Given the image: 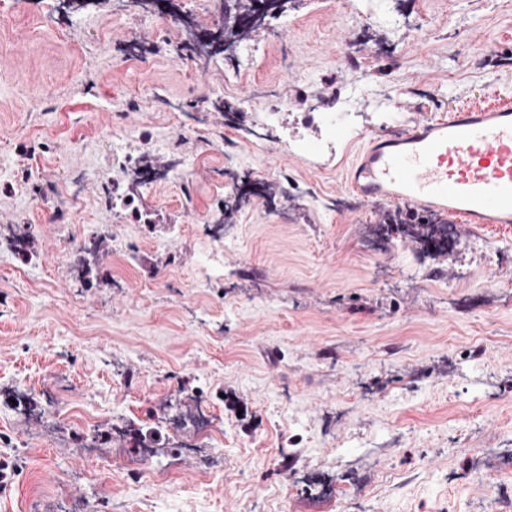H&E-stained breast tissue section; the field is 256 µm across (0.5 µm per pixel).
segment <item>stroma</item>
I'll use <instances>...</instances> for the list:
<instances>
[{
    "label": "stroma",
    "instance_id": "obj_1",
    "mask_svg": "<svg viewBox=\"0 0 512 512\" xmlns=\"http://www.w3.org/2000/svg\"><path fill=\"white\" fill-rule=\"evenodd\" d=\"M218 5L0 0V512H512V225L341 204L512 0ZM240 1L224 0V27L210 33L206 38H201L196 33H190L189 39L183 44V47L198 56L217 52L231 55L235 44L232 38H224L225 33L232 36L236 44L249 41L255 26L250 21V14L242 11Z\"/></svg>",
    "mask_w": 512,
    "mask_h": 512
}]
</instances>
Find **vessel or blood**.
I'll return each mask as SVG.
<instances>
[{"mask_svg": "<svg viewBox=\"0 0 512 512\" xmlns=\"http://www.w3.org/2000/svg\"><path fill=\"white\" fill-rule=\"evenodd\" d=\"M345 182L366 203H399L419 218L510 225L512 99L466 103L371 137Z\"/></svg>", "mask_w": 512, "mask_h": 512, "instance_id": "obj_1", "label": "vessel or blood"}]
</instances>
